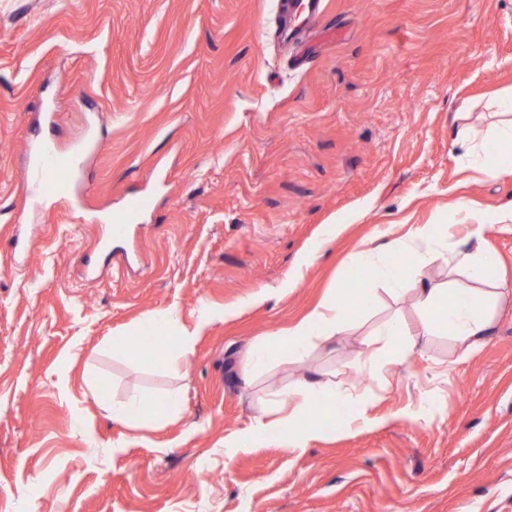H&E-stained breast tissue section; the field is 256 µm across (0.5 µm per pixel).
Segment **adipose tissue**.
<instances>
[{
    "label": "adipose tissue",
    "mask_w": 512,
    "mask_h": 512,
    "mask_svg": "<svg viewBox=\"0 0 512 512\" xmlns=\"http://www.w3.org/2000/svg\"><path fill=\"white\" fill-rule=\"evenodd\" d=\"M501 108L500 118L481 128L465 124L459 133L458 142L465 147L467 157L473 159L476 170L489 176L512 171V102L502 103ZM449 210L470 216V234L477 243L475 250L461 252L449 248L452 227L438 223L417 225L382 244L360 242L351 254L352 263L364 274L359 291L365 298H372L377 283L394 299L410 293L411 304L422 318L421 330L416 335L409 334L403 320L396 315L375 328L364 343L359 365L360 371L371 378H379L401 363L405 348L415 347L420 337L448 335L460 347L462 357L467 358L476 354L493 333L498 313L511 293L496 284L497 258L482 241L489 230L512 235V201L492 211L475 213L468 201L459 199ZM438 261L447 269L441 282L428 275L429 267ZM414 278L419 280V287L408 289L409 280ZM176 317L173 310L155 312L144 318L142 326L154 333L161 346L186 357L194 351L195 336L179 329ZM351 328L352 318L344 297L328 294L277 338L255 340L242 368L245 373H252L283 354L297 362L306 361L316 343L346 335ZM288 395L297 401L288 415L271 419L266 413H259L245 432L226 436L225 447L245 449L261 438L279 439L289 447H301L322 433V426L311 412L326 406L354 409L353 414L337 421V430L352 432L370 422L366 415L367 393H352L328 380L302 379L289 388ZM108 410L114 422L124 425L145 417L159 425L182 413L181 403L173 394L159 403L147 396L115 401L109 404Z\"/></svg>",
    "instance_id": "1"
}]
</instances>
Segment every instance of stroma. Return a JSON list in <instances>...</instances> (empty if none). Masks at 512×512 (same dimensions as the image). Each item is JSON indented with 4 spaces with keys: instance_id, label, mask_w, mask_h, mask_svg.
Returning <instances> with one entry per match:
<instances>
[{
    "instance_id": "obj_1",
    "label": "stroma",
    "mask_w": 512,
    "mask_h": 512,
    "mask_svg": "<svg viewBox=\"0 0 512 512\" xmlns=\"http://www.w3.org/2000/svg\"><path fill=\"white\" fill-rule=\"evenodd\" d=\"M287 27L286 0H0V512H512V300L476 355L434 335L380 379L367 334L421 327L382 291L306 362L239 363L347 284L361 240L512 200L452 145L455 113L512 90V0H321ZM44 144L94 145L75 195H34ZM124 212L113 260L96 240ZM203 304L244 310L202 328ZM166 309L189 358L111 349ZM305 376L371 392L380 425L226 454ZM174 391L160 427L101 405ZM423 400L433 420L402 417Z\"/></svg>"
}]
</instances>
